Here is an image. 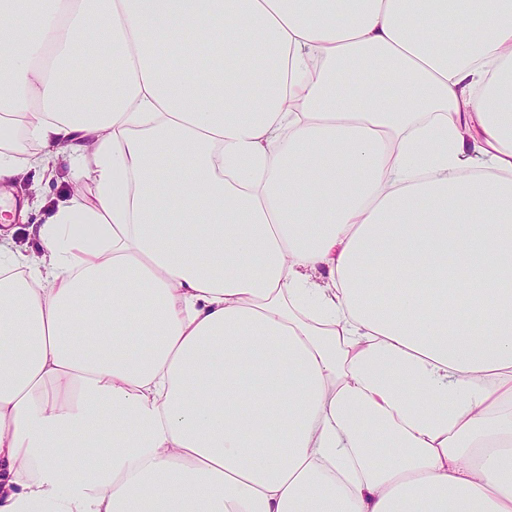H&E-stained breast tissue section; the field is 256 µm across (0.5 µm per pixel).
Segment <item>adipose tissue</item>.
Listing matches in <instances>:
<instances>
[{
	"label": "adipose tissue",
	"instance_id": "adipose-tissue-1",
	"mask_svg": "<svg viewBox=\"0 0 512 512\" xmlns=\"http://www.w3.org/2000/svg\"><path fill=\"white\" fill-rule=\"evenodd\" d=\"M39 3L0 183L95 199L0 229V512H512V0ZM79 191L88 201H94V189L91 183L75 186L72 178V164L67 155L60 154L53 167V176L49 179L47 174L37 168H31L9 184H0V207L11 208L16 213L11 214L10 228H16L14 234L18 246L25 254L38 252V241L28 233L32 224H44L56 209L60 199ZM35 198L39 205H35ZM26 207L21 215L22 209Z\"/></svg>",
	"mask_w": 512,
	"mask_h": 512
}]
</instances>
